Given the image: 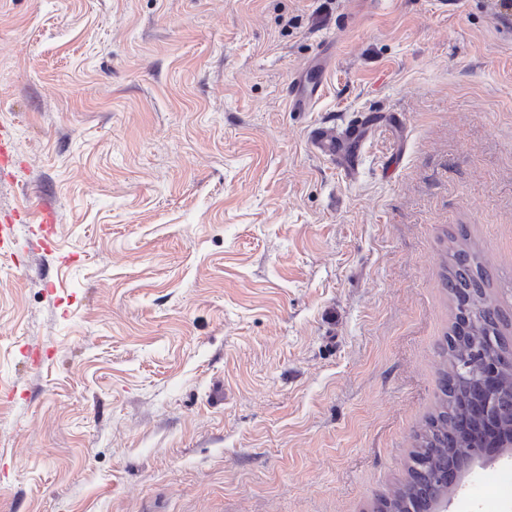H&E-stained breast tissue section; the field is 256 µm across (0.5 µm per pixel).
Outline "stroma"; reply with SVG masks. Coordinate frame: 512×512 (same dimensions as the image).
Returning <instances> with one entry per match:
<instances>
[{
  "label": "stroma",
  "mask_w": 512,
  "mask_h": 512,
  "mask_svg": "<svg viewBox=\"0 0 512 512\" xmlns=\"http://www.w3.org/2000/svg\"><path fill=\"white\" fill-rule=\"evenodd\" d=\"M365 116L349 176L310 130ZM1 147L0 512H371L435 405L452 239L512 313L494 0H0ZM320 77L319 74L308 76L300 90L297 88L289 93L288 103L293 111L307 112L309 110L321 87Z\"/></svg>",
  "instance_id": "1"
}]
</instances>
